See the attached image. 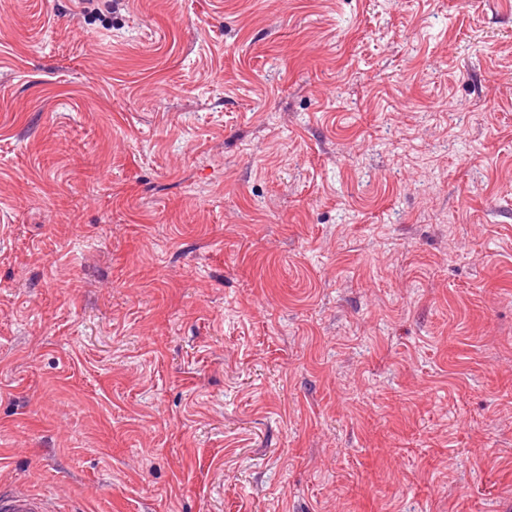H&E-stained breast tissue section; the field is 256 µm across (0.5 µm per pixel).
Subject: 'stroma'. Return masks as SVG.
<instances>
[{"label": "stroma", "instance_id": "stroma-1", "mask_svg": "<svg viewBox=\"0 0 512 512\" xmlns=\"http://www.w3.org/2000/svg\"><path fill=\"white\" fill-rule=\"evenodd\" d=\"M0 488L506 512L512 10L0 0Z\"/></svg>", "mask_w": 512, "mask_h": 512}]
</instances>
